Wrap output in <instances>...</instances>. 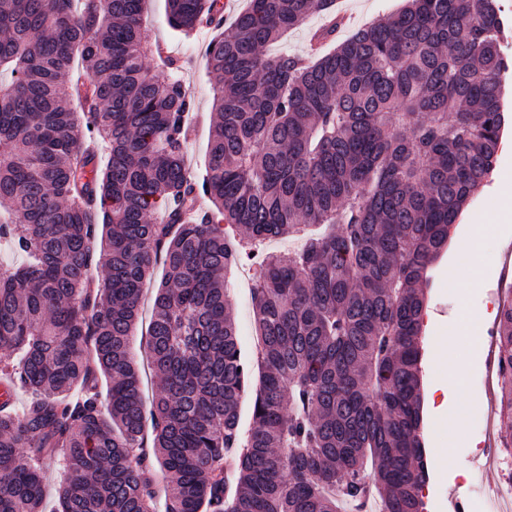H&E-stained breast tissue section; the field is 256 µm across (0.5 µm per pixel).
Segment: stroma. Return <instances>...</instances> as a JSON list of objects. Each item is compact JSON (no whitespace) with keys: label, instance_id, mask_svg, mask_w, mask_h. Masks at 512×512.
<instances>
[{"label":"stroma","instance_id":"1","mask_svg":"<svg viewBox=\"0 0 512 512\" xmlns=\"http://www.w3.org/2000/svg\"><path fill=\"white\" fill-rule=\"evenodd\" d=\"M166 0H147L145 5L146 30L149 42L159 43L183 61V80L190 89L194 109L189 119V134L185 154L194 179H202L212 122V87L214 79L207 67L206 49L213 37L212 31L198 30L187 41L169 28ZM404 6V0H335V13L353 15V25L337 28L328 41L335 48L350 37L356 28L394 14ZM505 121L502 129L498 158L487 184L463 209L450 232L447 250L436 261L427 289V311L423 330V390L432 392L436 386L447 383L448 367L438 355L440 344L455 331L453 317L459 308L473 311L492 308L498 304L497 291L501 287L502 264L500 250L512 255V217H506L505 197L512 191V74L505 87ZM488 230L480 240L475 255L460 253L456 242L468 237L478 225ZM227 278L234 303L233 316L237 323L239 341L249 360L257 358V342L253 323L249 288L252 269L249 262L237 264ZM459 353L466 364V382L462 390L450 395L445 408L424 405L423 438L431 462L427 487L428 512H454L457 499H473L479 493L495 492L501 485L502 466L481 458L480 429L491 405L479 404L480 390L474 378L484 369V358L476 343H467ZM463 411L468 417L463 435L448 431V415ZM480 468L481 486L468 485L459 477V470Z\"/></svg>","mask_w":512,"mask_h":512}]
</instances>
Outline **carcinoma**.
Segmentation results:
<instances>
[{
	"mask_svg": "<svg viewBox=\"0 0 512 512\" xmlns=\"http://www.w3.org/2000/svg\"><path fill=\"white\" fill-rule=\"evenodd\" d=\"M145 2L0 0V237L29 257L0 268V512H43L46 459L56 512H155L161 493L165 512H426L428 268L496 162L499 0H407L326 53L277 56L334 0H248L207 50L200 181L181 64L146 66ZM218 2L167 0L168 24L189 35ZM312 225L298 251H262ZM243 254L261 345L245 433L224 286ZM147 290L150 406L130 349ZM495 336L509 449L511 300Z\"/></svg>",
	"mask_w": 512,
	"mask_h": 512,
	"instance_id": "1",
	"label": "carcinoma"
}]
</instances>
